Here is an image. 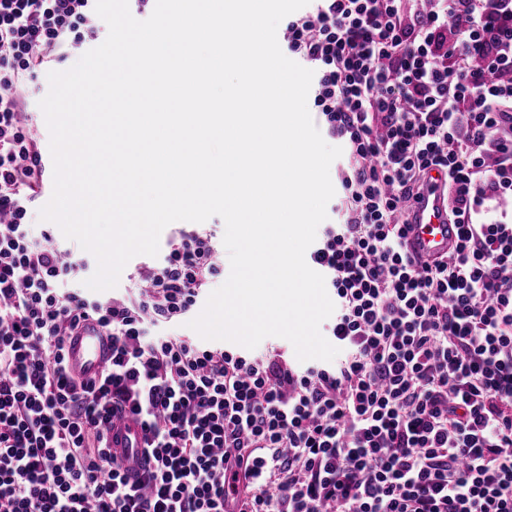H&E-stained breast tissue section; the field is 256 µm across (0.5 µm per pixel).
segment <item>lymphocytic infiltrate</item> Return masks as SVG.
<instances>
[{
    "label": "lymphocytic infiltrate",
    "mask_w": 512,
    "mask_h": 512,
    "mask_svg": "<svg viewBox=\"0 0 512 512\" xmlns=\"http://www.w3.org/2000/svg\"><path fill=\"white\" fill-rule=\"evenodd\" d=\"M311 0L285 41L314 71L347 147L341 223L307 256L332 290L346 357L299 370L157 334L224 274L211 234L179 231L106 300L61 294L77 247L30 215L43 183L25 94L96 40L95 0H0V512H512V0ZM447 183L453 256L404 248L402 212ZM112 338L96 380L64 347ZM147 432L121 470L104 426ZM112 347L109 336L96 321L82 324L67 342L68 370L74 377L90 380L98 377L110 362Z\"/></svg>",
    "instance_id": "obj_1"
}]
</instances>
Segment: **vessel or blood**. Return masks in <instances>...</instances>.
I'll return each mask as SVG.
<instances>
[{
	"instance_id": "b4317fda",
	"label": "vessel or blood",
	"mask_w": 512,
	"mask_h": 512,
	"mask_svg": "<svg viewBox=\"0 0 512 512\" xmlns=\"http://www.w3.org/2000/svg\"><path fill=\"white\" fill-rule=\"evenodd\" d=\"M443 180L442 172H431L421 197L405 204L406 248L424 260L444 257L454 250L456 230L448 222L442 196ZM111 355V341L95 321L84 322L77 333L68 339L67 364L74 377L84 380L98 377L108 365ZM106 429L114 455L125 468L132 471L139 469L145 442L141 422L126 416L112 420Z\"/></svg>"
}]
</instances>
